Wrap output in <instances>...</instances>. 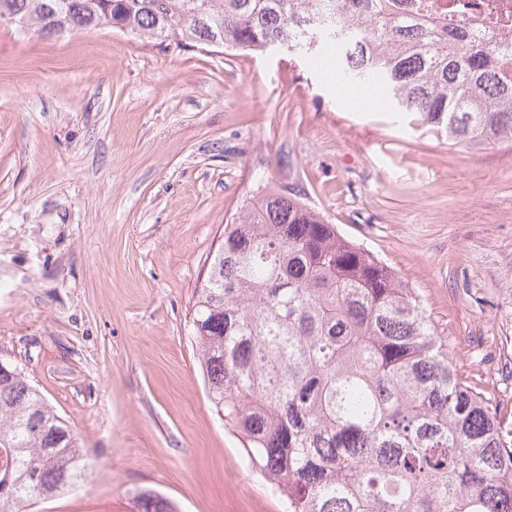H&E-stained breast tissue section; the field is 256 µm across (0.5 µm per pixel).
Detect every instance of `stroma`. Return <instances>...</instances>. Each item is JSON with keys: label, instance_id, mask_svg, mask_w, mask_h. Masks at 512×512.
<instances>
[{"label": "stroma", "instance_id": "stroma-1", "mask_svg": "<svg viewBox=\"0 0 512 512\" xmlns=\"http://www.w3.org/2000/svg\"><path fill=\"white\" fill-rule=\"evenodd\" d=\"M288 187L414 288L512 430V142L420 136L284 52L0 27V362L86 448L22 512H282L213 411L192 330L243 201ZM136 512H178L177 505L153 490H143L135 497Z\"/></svg>", "mask_w": 512, "mask_h": 512}]
</instances>
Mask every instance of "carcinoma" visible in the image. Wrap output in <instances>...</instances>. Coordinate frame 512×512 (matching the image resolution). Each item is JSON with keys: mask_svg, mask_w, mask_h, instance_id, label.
I'll use <instances>...</instances> for the list:
<instances>
[{"mask_svg": "<svg viewBox=\"0 0 512 512\" xmlns=\"http://www.w3.org/2000/svg\"><path fill=\"white\" fill-rule=\"evenodd\" d=\"M30 31L126 30L264 55L377 91L448 145L512 140V35L401 0H0ZM193 333L208 397L288 512H512V433L461 381L416 291L296 196L257 191L210 257ZM0 376V512L74 487L87 451L15 366ZM135 512H178L153 490Z\"/></svg>", "mask_w": 512, "mask_h": 512, "instance_id": "carcinoma-1", "label": "carcinoma"}]
</instances>
